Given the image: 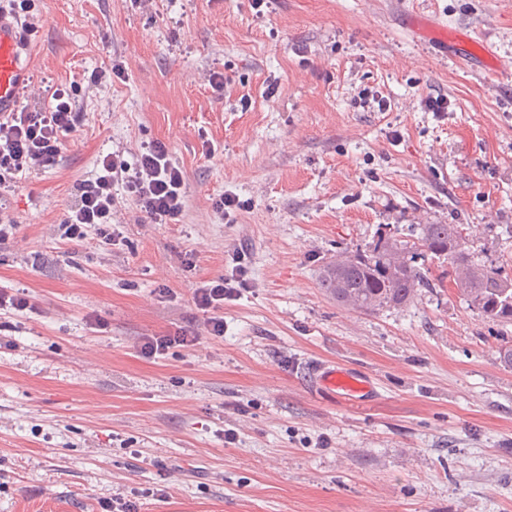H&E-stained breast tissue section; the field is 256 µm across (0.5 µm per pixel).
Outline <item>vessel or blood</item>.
<instances>
[{"mask_svg": "<svg viewBox=\"0 0 512 512\" xmlns=\"http://www.w3.org/2000/svg\"><path fill=\"white\" fill-rule=\"evenodd\" d=\"M23 34L13 22L0 17V115L16 111L31 75L23 55ZM321 387L346 400L371 396V381L357 372L325 363L317 370Z\"/></svg>", "mask_w": 512, "mask_h": 512, "instance_id": "1", "label": "vessel or blood"}]
</instances>
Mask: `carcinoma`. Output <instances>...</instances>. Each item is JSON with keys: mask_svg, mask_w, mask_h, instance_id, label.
I'll use <instances>...</instances> for the list:
<instances>
[{"mask_svg": "<svg viewBox=\"0 0 512 512\" xmlns=\"http://www.w3.org/2000/svg\"><path fill=\"white\" fill-rule=\"evenodd\" d=\"M428 256L448 263L455 284L479 314L512 321V279L472 259L458 224L420 225L418 246L410 254L397 240L381 234L369 249L344 251L326 262L319 285L337 305L354 311L400 307L410 303L419 289L432 287L417 265Z\"/></svg>", "mask_w": 512, "mask_h": 512, "instance_id": "cac0c4a2", "label": "carcinoma"}]
</instances>
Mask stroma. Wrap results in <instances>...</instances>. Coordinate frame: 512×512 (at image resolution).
Returning <instances> with one entry per match:
<instances>
[{
    "mask_svg": "<svg viewBox=\"0 0 512 512\" xmlns=\"http://www.w3.org/2000/svg\"><path fill=\"white\" fill-rule=\"evenodd\" d=\"M36 6L43 93L28 106L97 68L126 77L78 96L85 121L55 164L1 196L18 227L0 286L31 308L0 310V512L115 497L142 512H512V322L479 315L435 260L437 287L400 308L359 313L319 286L330 257L382 232L412 247L423 224L462 225L475 259L512 277V0ZM412 12L476 33L493 70L404 30ZM156 141L185 175L178 220L141 224L132 207L115 245L58 240L99 156ZM227 194L244 206L224 216ZM243 245L251 286L225 302L223 336L205 334L194 291ZM182 327L202 332L196 350L141 354ZM324 362L373 396L319 390Z\"/></svg>",
    "mask_w": 512,
    "mask_h": 512,
    "instance_id": "1",
    "label": "stroma"
}]
</instances>
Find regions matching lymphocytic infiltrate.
I'll use <instances>...</instances> for the list:
<instances>
[{"mask_svg":"<svg viewBox=\"0 0 512 512\" xmlns=\"http://www.w3.org/2000/svg\"><path fill=\"white\" fill-rule=\"evenodd\" d=\"M52 99L49 109L24 107L0 118V189L11 188L19 173L52 165L63 137L81 127L84 115L78 112L73 94L60 89ZM184 186V173L164 143L145 147L132 163L119 151L101 156L95 177L77 184L75 200L58 226L60 237L80 240L93 226L105 243H112L126 221L118 196L122 190L139 212L138 223H175L184 207ZM245 258V250L233 252L223 277L194 291L193 303L203 313L209 335H223L220 310L249 286Z\"/></svg>","mask_w":512,"mask_h":512,"instance_id":"f902f5d3","label":"lymphocytic infiltrate"}]
</instances>
